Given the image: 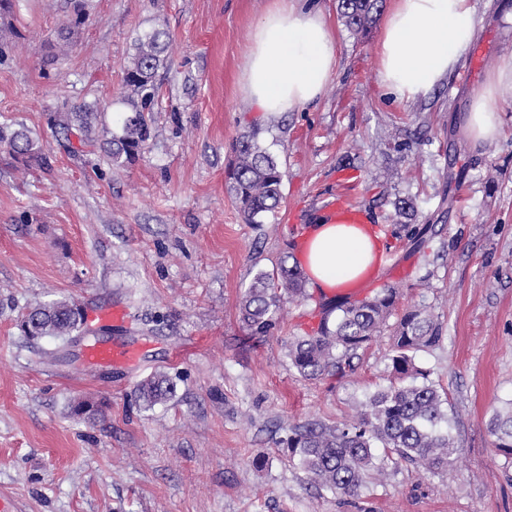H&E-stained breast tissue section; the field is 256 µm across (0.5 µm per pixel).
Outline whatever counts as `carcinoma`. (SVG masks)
Segmentation results:
<instances>
[{
    "label": "carcinoma",
    "mask_w": 512,
    "mask_h": 512,
    "mask_svg": "<svg viewBox=\"0 0 512 512\" xmlns=\"http://www.w3.org/2000/svg\"><path fill=\"white\" fill-rule=\"evenodd\" d=\"M71 19L56 35V44L69 45L84 23L87 0H69ZM383 0H337V13L344 25L358 33L369 31L381 12ZM170 35L154 28L138 37L135 53L125 67V82L133 97L124 101L120 132L99 143L115 166H123L144 153L151 138L145 113L154 105L161 73L169 69ZM97 113L89 109L67 112L58 122L60 133L68 137L76 130L81 142L94 145L91 136ZM0 144L16 158L30 165L43 162L38 138L22 124H0ZM233 159L226 178L244 221L261 224L276 211L282 199L283 171L278 157L262 147L257 133L243 134L232 143ZM399 291L382 288L360 301H344L336 311L322 309L320 322L312 334L296 336L288 342L290 365L303 377L319 380L343 378L354 371L358 351L368 346L386 329H391L392 345L387 369L394 382L365 396L360 410L348 423L327 424L309 420L288 426L280 440L289 458L317 485L348 496L358 495L367 483L401 462L430 474L448 471L454 465L457 445L448 422L440 387L431 372L416 364V353L438 345L442 327L427 307L407 309L396 325L388 327ZM306 275L297 264L283 257L271 271L260 270L239 303V318L252 336H266L275 326L284 301L307 302ZM84 311L67 300L29 308L19 321L24 336L59 338L81 334ZM138 398L151 407L176 392V384L165 372L143 380ZM488 429L495 448L512 459V401L503 411H494ZM384 449V455L376 449Z\"/></svg>",
    "instance_id": "cac0c4a2"
}]
</instances>
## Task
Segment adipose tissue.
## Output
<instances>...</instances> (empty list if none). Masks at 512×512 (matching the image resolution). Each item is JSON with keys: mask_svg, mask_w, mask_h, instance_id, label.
Here are the masks:
<instances>
[{"mask_svg": "<svg viewBox=\"0 0 512 512\" xmlns=\"http://www.w3.org/2000/svg\"><path fill=\"white\" fill-rule=\"evenodd\" d=\"M479 20L471 0H393L377 45L378 77L397 100L426 96L452 73ZM336 37L312 0H272L255 25L240 76L245 101L267 114L316 106L335 74ZM512 98V60L492 70L474 96L464 131L475 141L498 137L495 105ZM379 246L366 227L324 217L310 225L299 260L311 287L359 281Z\"/></svg>", "mask_w": 512, "mask_h": 512, "instance_id": "adipose-tissue-1", "label": "adipose tissue"}]
</instances>
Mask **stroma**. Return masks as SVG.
<instances>
[{"instance_id":"35a3bbf8","label":"stroma","mask_w":512,"mask_h":512,"mask_svg":"<svg viewBox=\"0 0 512 512\" xmlns=\"http://www.w3.org/2000/svg\"><path fill=\"white\" fill-rule=\"evenodd\" d=\"M316 2L336 33V72L316 108L281 114L251 111L239 88L270 0H89L55 63L48 45L66 0H19L0 18L10 48L0 122L36 132L46 159L28 168L0 147V495L18 512H512V461L486 429L512 399V99L496 105V140L461 131L486 75L512 58V0H472L474 42L415 102L380 86L382 21L362 36L336 0ZM157 25L171 36L170 69L145 153L117 167L79 135L58 137V113L86 104L98 110L97 138L115 129L132 95L133 40ZM252 130L285 173L262 224L243 221L225 179L232 140ZM345 190L380 237L368 293L397 288L401 306H427L443 327L416 362L446 392L459 448L447 473L402 464L351 498L314 484L280 441L291 424L350 420L354 401L390 385L388 336L360 351L350 376L308 380L285 344L317 328V302L284 305L259 340L238 317L255 272L291 252ZM417 224L434 225L433 256L408 241ZM397 266L409 276L395 278ZM62 299L92 319L112 305L132 319L69 348L21 335L22 312ZM98 342L135 345L140 357L88 365ZM157 371L176 393L146 409L136 389ZM78 401L101 415H72Z\"/></svg>"}]
</instances>
